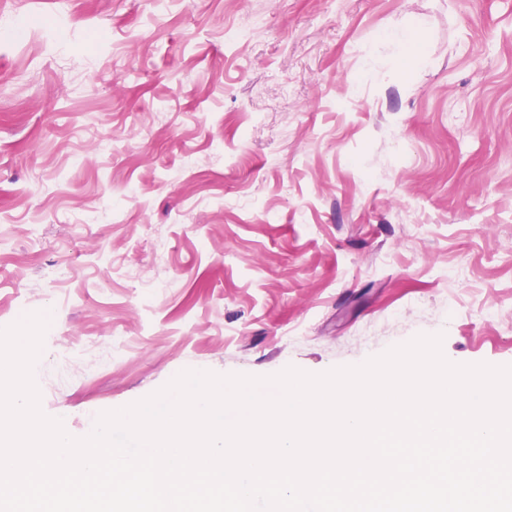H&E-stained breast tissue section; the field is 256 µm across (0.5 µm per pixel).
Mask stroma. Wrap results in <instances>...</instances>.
<instances>
[{
	"label": "stroma",
	"mask_w": 512,
	"mask_h": 512,
	"mask_svg": "<svg viewBox=\"0 0 512 512\" xmlns=\"http://www.w3.org/2000/svg\"><path fill=\"white\" fill-rule=\"evenodd\" d=\"M0 11V327L49 316L34 379L69 435L187 369L438 333L512 365V0Z\"/></svg>",
	"instance_id": "1"
}]
</instances>
